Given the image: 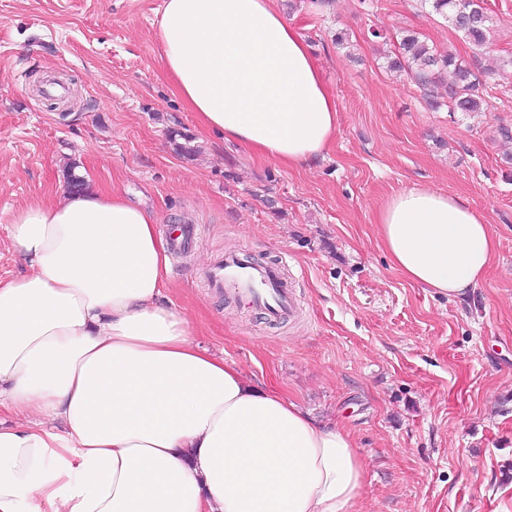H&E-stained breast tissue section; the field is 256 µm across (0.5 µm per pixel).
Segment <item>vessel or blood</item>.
<instances>
[{"mask_svg":"<svg viewBox=\"0 0 512 512\" xmlns=\"http://www.w3.org/2000/svg\"><path fill=\"white\" fill-rule=\"evenodd\" d=\"M206 279L209 288L238 296L248 305L260 308L273 321L297 308L296 296L279 267L249 263L235 252L215 262Z\"/></svg>","mask_w":512,"mask_h":512,"instance_id":"b4317fda","label":"vessel or blood"}]
</instances>
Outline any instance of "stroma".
<instances>
[{
	"instance_id": "obj_1",
	"label": "stroma",
	"mask_w": 512,
	"mask_h": 512,
	"mask_svg": "<svg viewBox=\"0 0 512 512\" xmlns=\"http://www.w3.org/2000/svg\"><path fill=\"white\" fill-rule=\"evenodd\" d=\"M162 5L0 0V278L26 271L13 212L55 201L71 170L163 232L197 225L168 299L201 347L351 429L368 462L360 512H512V0H484L483 50L426 0H281L339 112L331 151L290 171L198 130L163 69ZM408 33L472 69L482 111H449L450 74L424 87L390 70ZM413 185L494 227L468 299L418 288L379 247L378 210ZM228 250L281 265L296 312L273 322L208 288L202 269Z\"/></svg>"
}]
</instances>
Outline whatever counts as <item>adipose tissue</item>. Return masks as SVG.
Segmentation results:
<instances>
[{"instance_id": "ef3b65f1", "label": "adipose tissue", "mask_w": 512, "mask_h": 512, "mask_svg": "<svg viewBox=\"0 0 512 512\" xmlns=\"http://www.w3.org/2000/svg\"><path fill=\"white\" fill-rule=\"evenodd\" d=\"M157 41L212 132L301 168L334 145L336 100L276 0H164ZM391 266L468 298L497 241L466 200L414 186L376 216ZM0 279V512H355L352 432L196 342L166 300L169 240L116 190H64L8 226Z\"/></svg>"}]
</instances>
